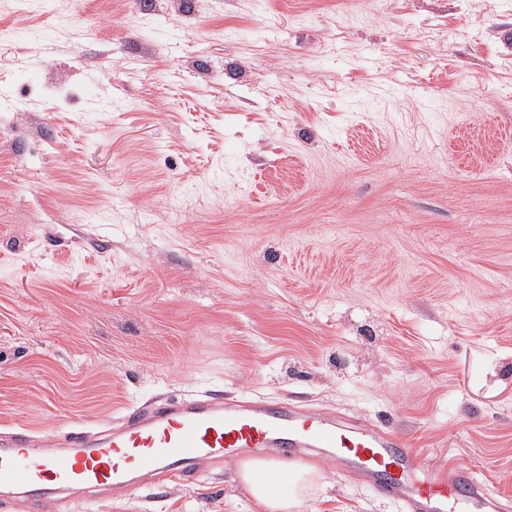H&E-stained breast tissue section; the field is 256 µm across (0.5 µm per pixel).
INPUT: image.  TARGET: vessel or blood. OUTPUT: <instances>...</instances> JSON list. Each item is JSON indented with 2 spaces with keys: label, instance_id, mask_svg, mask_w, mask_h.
<instances>
[{
  "label": "vessel or blood",
  "instance_id": "vessel-or-blood-1",
  "mask_svg": "<svg viewBox=\"0 0 512 512\" xmlns=\"http://www.w3.org/2000/svg\"><path fill=\"white\" fill-rule=\"evenodd\" d=\"M266 456L260 478L286 492L278 467L311 451L357 472L404 512H512L472 470L422 458L400 434L335 415L300 398L228 404L223 393L137 403L116 419L36 431L0 428V512H50L63 493L124 497L132 480L196 483L204 462Z\"/></svg>",
  "mask_w": 512,
  "mask_h": 512
}]
</instances>
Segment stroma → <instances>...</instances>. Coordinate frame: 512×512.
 I'll return each mask as SVG.
<instances>
[{"mask_svg": "<svg viewBox=\"0 0 512 512\" xmlns=\"http://www.w3.org/2000/svg\"><path fill=\"white\" fill-rule=\"evenodd\" d=\"M1 91L0 425L301 393L512 500V0H0Z\"/></svg>", "mask_w": 512, "mask_h": 512, "instance_id": "35a3bbf8", "label": "stroma"}]
</instances>
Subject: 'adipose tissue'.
Segmentation results:
<instances>
[{
  "mask_svg": "<svg viewBox=\"0 0 512 512\" xmlns=\"http://www.w3.org/2000/svg\"><path fill=\"white\" fill-rule=\"evenodd\" d=\"M262 466V461L254 460L240 473L242 486L262 512H298L306 498L308 487L320 476L319 469L311 464L282 466L281 472L290 484V491L277 495L267 491L255 479V470Z\"/></svg>",
  "mask_w": 512,
  "mask_h": 512,
  "instance_id": "adipose-tissue-1",
  "label": "adipose tissue"
}]
</instances>
